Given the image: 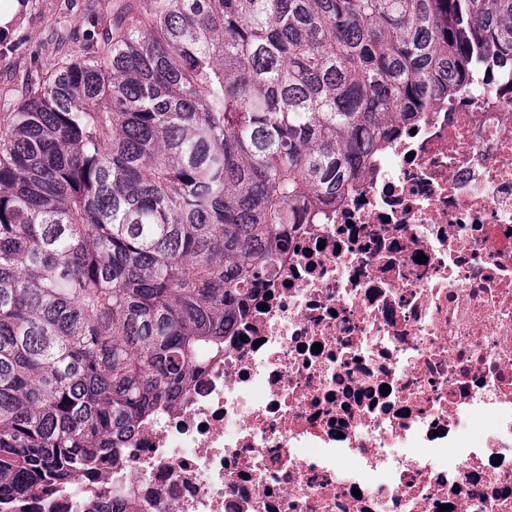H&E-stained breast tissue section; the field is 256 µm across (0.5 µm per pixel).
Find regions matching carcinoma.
<instances>
[{"label": "carcinoma", "instance_id": "1", "mask_svg": "<svg viewBox=\"0 0 512 512\" xmlns=\"http://www.w3.org/2000/svg\"><path fill=\"white\" fill-rule=\"evenodd\" d=\"M512 0H146L0 117V512L131 447Z\"/></svg>", "mask_w": 512, "mask_h": 512}]
</instances>
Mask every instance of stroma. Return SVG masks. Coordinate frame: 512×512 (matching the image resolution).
<instances>
[{
  "label": "stroma",
  "mask_w": 512,
  "mask_h": 512,
  "mask_svg": "<svg viewBox=\"0 0 512 512\" xmlns=\"http://www.w3.org/2000/svg\"><path fill=\"white\" fill-rule=\"evenodd\" d=\"M143 0H19L16 22L0 29V113L12 111L27 88L55 69L59 39L70 49L93 33L99 21L123 4Z\"/></svg>",
  "instance_id": "35a3bbf8"
}]
</instances>
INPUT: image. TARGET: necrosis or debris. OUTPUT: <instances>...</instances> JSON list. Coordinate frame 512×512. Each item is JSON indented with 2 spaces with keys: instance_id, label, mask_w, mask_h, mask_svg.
<instances>
[{
  "instance_id": "4bbe7bcc",
  "label": "necrosis or debris",
  "mask_w": 512,
  "mask_h": 512,
  "mask_svg": "<svg viewBox=\"0 0 512 512\" xmlns=\"http://www.w3.org/2000/svg\"><path fill=\"white\" fill-rule=\"evenodd\" d=\"M480 69L293 226L135 447L32 512H512V70Z\"/></svg>"
}]
</instances>
